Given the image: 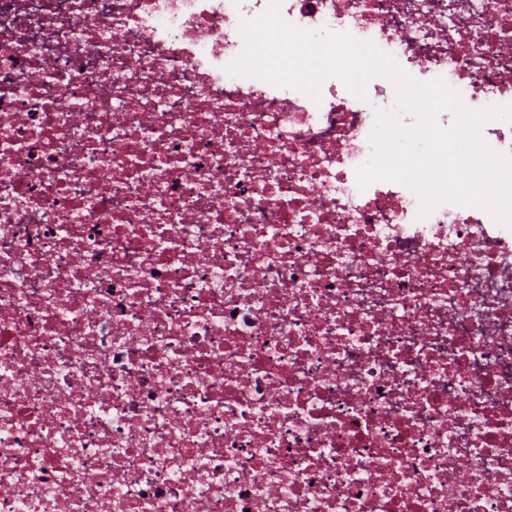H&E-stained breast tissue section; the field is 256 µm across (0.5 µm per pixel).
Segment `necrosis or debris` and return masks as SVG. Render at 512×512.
<instances>
[{
    "label": "necrosis or debris",
    "instance_id": "necrosis-or-debris-1",
    "mask_svg": "<svg viewBox=\"0 0 512 512\" xmlns=\"http://www.w3.org/2000/svg\"><path fill=\"white\" fill-rule=\"evenodd\" d=\"M268 5L0 0V512H512V230L229 74ZM281 14L512 103V0Z\"/></svg>",
    "mask_w": 512,
    "mask_h": 512
}]
</instances>
